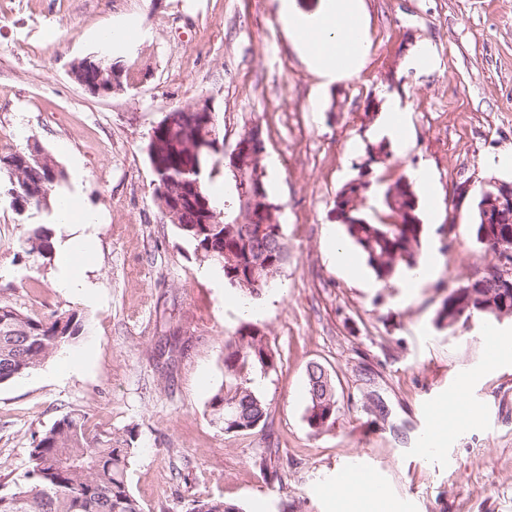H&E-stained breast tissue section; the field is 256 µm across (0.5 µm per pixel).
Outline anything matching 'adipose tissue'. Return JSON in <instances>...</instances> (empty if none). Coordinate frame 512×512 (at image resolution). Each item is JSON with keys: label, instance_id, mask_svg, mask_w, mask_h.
I'll use <instances>...</instances> for the list:
<instances>
[{"label": "adipose tissue", "instance_id": "obj_1", "mask_svg": "<svg viewBox=\"0 0 512 512\" xmlns=\"http://www.w3.org/2000/svg\"><path fill=\"white\" fill-rule=\"evenodd\" d=\"M292 0H280V19L288 38L297 48L308 69L324 84H332L358 75L366 66L370 40L363 0H322L320 9L311 15L294 14ZM59 223L71 230L58 245L59 287L89 295L87 280L73 276L72 268L83 265L91 248L94 213L77 208L69 198L57 200Z\"/></svg>", "mask_w": 512, "mask_h": 512}]
</instances>
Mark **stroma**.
<instances>
[{"label":"stroma","instance_id":"obj_1","mask_svg":"<svg viewBox=\"0 0 512 512\" xmlns=\"http://www.w3.org/2000/svg\"><path fill=\"white\" fill-rule=\"evenodd\" d=\"M371 49L352 79L321 86L284 33L279 0H0V143H38L66 171L62 193L98 217L84 275L91 297L57 288V259L28 253V225L54 228L53 207L20 211L0 194V295L40 314L73 310L83 330L67 346L76 372L53 362L0 385V474L28 468L33 432L80 409L120 433L133 429L129 486L144 512H187L209 495L243 512H377L352 503L333 474L354 459L388 485L407 512H512V316L437 327L444 286L464 284L490 261L472 234L483 185L512 149V0H364ZM141 62V84L92 97L72 78L74 61L101 52L102 30ZM427 72L407 69L421 45ZM210 99L232 151L256 124L265 142L262 180L289 259L253 313L223 272L162 214L147 155L153 128L173 108ZM406 111V156L373 165L360 206L369 222L390 216L384 193L411 169L436 177L438 221L422 248L437 265L414 288L377 282L344 229L336 197L357 178L383 111ZM79 158L80 170L70 168ZM471 191L454 206V191ZM349 246L355 275L327 256L328 228ZM267 336L275 371L257 388L266 425L219 433L209 401L224 380L222 348L242 322ZM507 346L488 361L484 344ZM323 365L336 384L333 425L306 420V372ZM471 402L481 421L450 433L425 455L422 432L449 398Z\"/></svg>","mask_w":512,"mask_h":512}]
</instances>
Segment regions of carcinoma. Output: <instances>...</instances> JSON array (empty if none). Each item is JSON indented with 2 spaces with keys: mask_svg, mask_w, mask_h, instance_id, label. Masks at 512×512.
Here are the masks:
<instances>
[{
  "mask_svg": "<svg viewBox=\"0 0 512 512\" xmlns=\"http://www.w3.org/2000/svg\"><path fill=\"white\" fill-rule=\"evenodd\" d=\"M105 66L120 73L125 84H135L143 68L123 55L105 59ZM75 81L92 85L100 74L84 65L72 66ZM224 145L218 122L190 126L185 113L172 110L153 128L147 144L150 163L156 166L157 179L167 183L173 193L195 182L199 194L217 215V223L201 224L198 212L187 207L170 222L194 242L199 256L224 271L231 287L250 297L259 296L280 275L288 260V247L282 225H267L258 235L254 225L233 219L228 222L211 198L207 181L208 169H216L222 153L218 149H201L193 153L190 141ZM264 143L252 147L251 178L235 179L237 197H258L257 205L267 214L277 211L262 180ZM44 150L37 144L19 151L0 148V175L7 174L13 202L20 208L40 207L50 198L48 190L64 179L57 162L42 161ZM355 188L342 190L336 200L349 239L365 255L368 265L381 280L392 278L402 268L417 265L422 224L417 214V201L411 184L403 178L389 187L384 195L392 221L367 222L360 216L358 204L352 203ZM475 241L487 252L512 249V208L491 213L487 222L473 225ZM29 252L45 257L53 246L48 229L39 225L28 230ZM473 290L501 307L512 311V288L503 287L492 273L448 291L437 313L436 323L448 318V306L458 307L457 322L466 324L479 317L476 307H467L454 292ZM81 329L76 313L54 311L48 316L29 312L7 297H0V384L31 372L68 345ZM276 367V355L266 335L243 324L224 340V383L209 402L210 417L219 431L236 425L238 431H250L266 424L269 407L258 393L255 373L267 374ZM307 422L320 431L336 419V391L331 375L322 370L307 372ZM132 439L116 435L91 423L89 413L73 410L63 414L51 427L35 432L29 448V467L24 473V486L6 490L0 483V512H144L142 504L131 493L127 472L134 449ZM187 512H242L241 508L221 498H196Z\"/></svg>",
  "mask_w": 512,
  "mask_h": 512,
  "instance_id": "carcinoma-1",
  "label": "carcinoma"
}]
</instances>
